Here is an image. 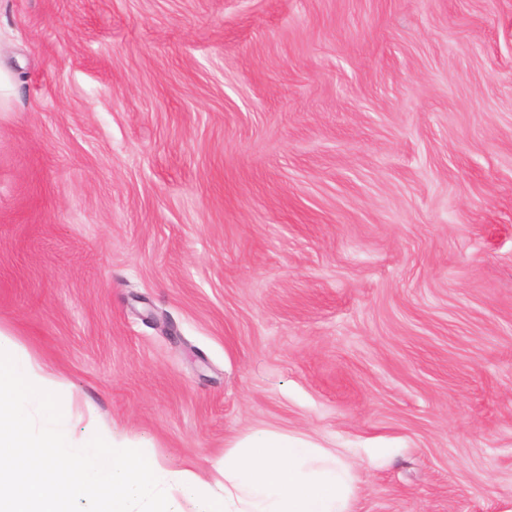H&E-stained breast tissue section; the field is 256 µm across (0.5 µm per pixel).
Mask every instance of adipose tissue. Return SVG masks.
<instances>
[{"label":"adipose tissue","mask_w":512,"mask_h":512,"mask_svg":"<svg viewBox=\"0 0 512 512\" xmlns=\"http://www.w3.org/2000/svg\"><path fill=\"white\" fill-rule=\"evenodd\" d=\"M60 384L57 373L0 331V512H64L57 496L17 493L22 474L9 451L30 443L47 449L44 467L67 457L82 494L111 488L110 512H173L176 491L187 495L189 512H351L358 487L335 449L277 431L245 434L229 441L218 465L222 479L210 484L94 422L73 440L68 416L51 403Z\"/></svg>","instance_id":"adipose-tissue-1"}]
</instances>
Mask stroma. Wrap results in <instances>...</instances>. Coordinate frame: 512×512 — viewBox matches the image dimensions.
<instances>
[{"label": "stroma", "mask_w": 512, "mask_h": 512, "mask_svg": "<svg viewBox=\"0 0 512 512\" xmlns=\"http://www.w3.org/2000/svg\"><path fill=\"white\" fill-rule=\"evenodd\" d=\"M0 330L170 467L512 512V0H0Z\"/></svg>", "instance_id": "1"}]
</instances>
